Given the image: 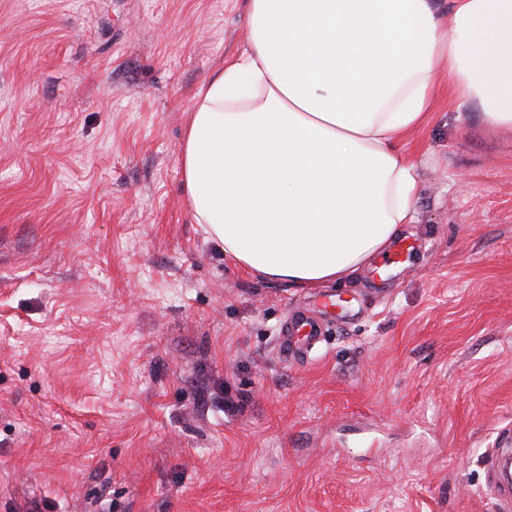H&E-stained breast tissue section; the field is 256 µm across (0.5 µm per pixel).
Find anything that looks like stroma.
<instances>
[{"mask_svg": "<svg viewBox=\"0 0 512 512\" xmlns=\"http://www.w3.org/2000/svg\"><path fill=\"white\" fill-rule=\"evenodd\" d=\"M246 39L237 0H0V512H503L512 133L440 94L396 262L258 279L180 171ZM296 311L326 338L285 363Z\"/></svg>", "mask_w": 512, "mask_h": 512, "instance_id": "35a3bbf8", "label": "stroma"}]
</instances>
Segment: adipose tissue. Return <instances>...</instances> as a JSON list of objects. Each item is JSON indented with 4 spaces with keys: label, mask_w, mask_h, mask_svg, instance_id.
<instances>
[{
    "label": "adipose tissue",
    "mask_w": 512,
    "mask_h": 512,
    "mask_svg": "<svg viewBox=\"0 0 512 512\" xmlns=\"http://www.w3.org/2000/svg\"><path fill=\"white\" fill-rule=\"evenodd\" d=\"M241 53L202 85L182 149L195 223L263 280L320 288L413 223L401 147L447 88L512 131V0H243Z\"/></svg>",
    "instance_id": "ef3b65f1"
}]
</instances>
